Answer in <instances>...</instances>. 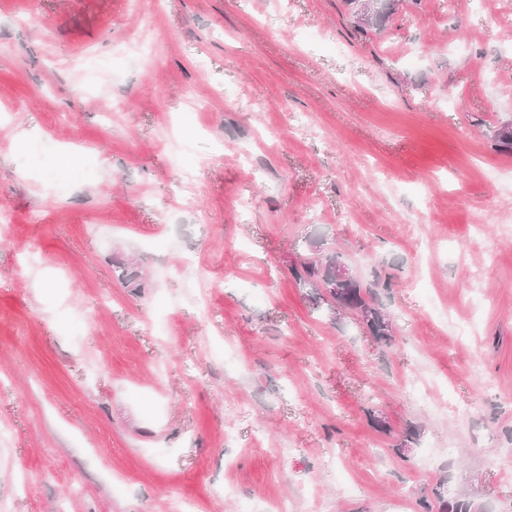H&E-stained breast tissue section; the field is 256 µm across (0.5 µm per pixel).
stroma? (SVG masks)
<instances>
[{
	"mask_svg": "<svg viewBox=\"0 0 512 512\" xmlns=\"http://www.w3.org/2000/svg\"><path fill=\"white\" fill-rule=\"evenodd\" d=\"M510 118L512 0H0V512H512ZM319 251V250H313ZM340 255L334 253L310 252L307 256L297 258L290 267L292 278L301 288H310L311 298L320 307L322 303L328 305L332 310L340 307L344 310L354 312L366 326L369 334L379 341H389L392 337V329L381 304L377 300V294L371 287H364L357 279L350 278L339 284V291L336 288L329 290L326 294L314 290L313 286L320 281H328V271Z\"/></svg>",
	"mask_w": 512,
	"mask_h": 512,
	"instance_id": "35a3bbf8",
	"label": "stroma"
}]
</instances>
